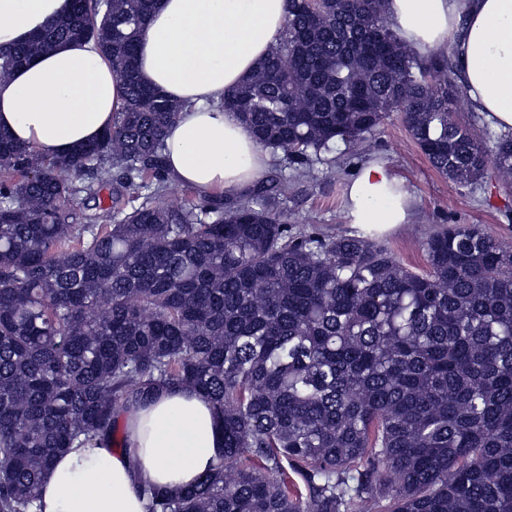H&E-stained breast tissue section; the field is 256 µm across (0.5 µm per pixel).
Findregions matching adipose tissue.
<instances>
[{
  "mask_svg": "<svg viewBox=\"0 0 512 512\" xmlns=\"http://www.w3.org/2000/svg\"><path fill=\"white\" fill-rule=\"evenodd\" d=\"M70 0H0V44L28 41ZM385 18L420 56L450 54L468 98L496 131L512 133V0H385ZM286 25L285 0H156L139 35L142 81L182 104L170 127L169 174L203 193H233L261 177L270 154L220 101L247 77ZM121 105L111 62L91 42L61 43L0 79V129L42 155L100 137ZM353 227L392 233L414 198L382 161L345 189ZM125 445L68 449L43 478L39 512H147L145 491L191 485L224 448L209 399L168 387L122 415Z\"/></svg>",
  "mask_w": 512,
  "mask_h": 512,
  "instance_id": "adipose-tissue-1",
  "label": "adipose tissue"
}]
</instances>
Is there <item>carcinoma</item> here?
Wrapping results in <instances>:
<instances>
[{"label":"carcinoma","mask_w":512,"mask_h":512,"mask_svg":"<svg viewBox=\"0 0 512 512\" xmlns=\"http://www.w3.org/2000/svg\"><path fill=\"white\" fill-rule=\"evenodd\" d=\"M154 3L72 0L0 45L6 76L93 40L124 93L67 155L0 130V512H37L60 453L114 441L122 411L174 385L209 398L223 454L195 485L150 491L149 512H512V247L449 226L419 274L367 236L304 233L266 190L160 202L181 105L139 76ZM462 94L449 56L398 41L384 0H288L281 41L222 107L303 177L401 112L440 174L512 190V136L489 147L460 125ZM105 184L103 223L70 222Z\"/></svg>","instance_id":"cac0c4a2"}]
</instances>
